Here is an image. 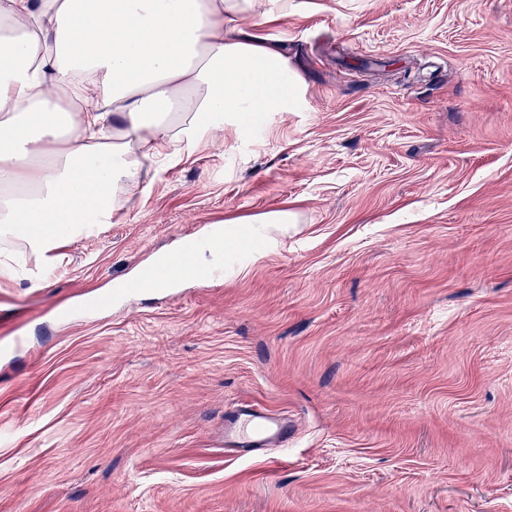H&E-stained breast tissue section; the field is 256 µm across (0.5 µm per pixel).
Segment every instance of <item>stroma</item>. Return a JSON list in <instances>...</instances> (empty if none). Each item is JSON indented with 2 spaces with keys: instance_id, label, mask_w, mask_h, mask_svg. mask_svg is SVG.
<instances>
[{
  "instance_id": "obj_1",
  "label": "stroma",
  "mask_w": 512,
  "mask_h": 512,
  "mask_svg": "<svg viewBox=\"0 0 512 512\" xmlns=\"http://www.w3.org/2000/svg\"><path fill=\"white\" fill-rule=\"evenodd\" d=\"M286 112L0 250V512H512V0H256ZM234 275L152 250L275 211ZM287 446L224 443V412ZM185 258L183 250L154 249L150 254V275L133 288H158L153 284L154 274L164 272L169 274L170 278H174L177 271L184 267ZM288 421L254 407H236L224 412V439L241 448H265L288 444Z\"/></svg>"
}]
</instances>
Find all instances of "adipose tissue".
Returning <instances> with one entry per match:
<instances>
[{
	"instance_id": "obj_1",
	"label": "adipose tissue",
	"mask_w": 512,
	"mask_h": 512,
	"mask_svg": "<svg viewBox=\"0 0 512 512\" xmlns=\"http://www.w3.org/2000/svg\"><path fill=\"white\" fill-rule=\"evenodd\" d=\"M252 0H0V242L38 267L111 222L125 189L234 118L285 112L288 60Z\"/></svg>"
}]
</instances>
